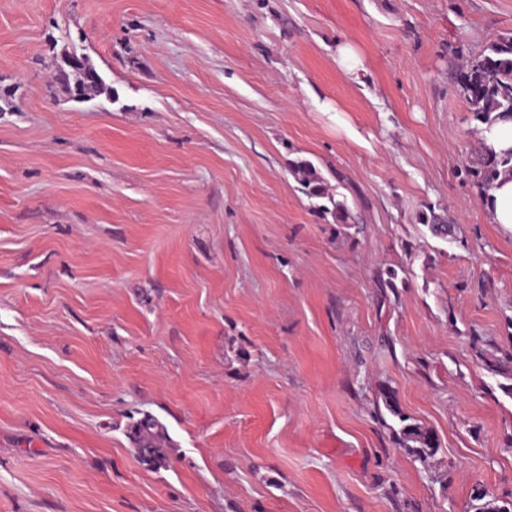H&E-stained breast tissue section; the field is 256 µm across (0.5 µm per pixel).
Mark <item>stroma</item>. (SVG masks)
Here are the masks:
<instances>
[{
    "label": "stroma",
    "mask_w": 512,
    "mask_h": 512,
    "mask_svg": "<svg viewBox=\"0 0 512 512\" xmlns=\"http://www.w3.org/2000/svg\"><path fill=\"white\" fill-rule=\"evenodd\" d=\"M501 34L512 0H0V512L512 504V380L473 345L512 350V234L462 172L455 82ZM66 51L117 101L70 100ZM293 172L301 177L300 181L305 194L310 199L322 201L317 206L321 211L330 214L337 224H355L346 201L327 192L324 178L317 172L312 163L306 160L297 161L293 164ZM381 398L386 410L398 421L399 428L398 430L393 428V431L403 445L411 448L412 453L420 460L433 455L439 448L435 434L400 409L393 389L382 391ZM130 438L142 461L154 465L165 462L164 444L167 435L163 426L154 417L147 415L137 421L131 429Z\"/></svg>",
    "instance_id": "obj_1"
}]
</instances>
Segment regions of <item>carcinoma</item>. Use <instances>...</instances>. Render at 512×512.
Returning a JSON list of instances; mask_svg holds the SVG:
<instances>
[{"label":"carcinoma","mask_w":512,"mask_h":512,"mask_svg":"<svg viewBox=\"0 0 512 512\" xmlns=\"http://www.w3.org/2000/svg\"><path fill=\"white\" fill-rule=\"evenodd\" d=\"M56 80L68 87L72 99L76 101L92 93L103 95L110 101L116 99L113 88L85 57L80 64L74 65L70 56H63L57 66ZM456 83L473 119L479 124L491 126L500 116L512 114V37L498 36L491 40L479 57L466 64ZM506 169L512 172V149L497 154L484 146L476 159L464 167V175L485 192ZM293 172L300 176L305 194L321 201L318 205L321 211L330 214L338 224L354 223L346 201L327 192L324 178L312 163L297 161L293 164ZM497 351V347L489 353L482 349L478 355L489 372L512 379V352L498 357L495 355ZM381 398L386 410L398 421L399 428L395 434L403 445L411 448L412 453L421 460L433 455L439 448L435 434L400 409L394 390L382 391ZM130 438L142 461L154 465L165 462L167 435L154 417L146 415L137 421L131 429Z\"/></svg>","instance_id":"cac0c4a2"}]
</instances>
